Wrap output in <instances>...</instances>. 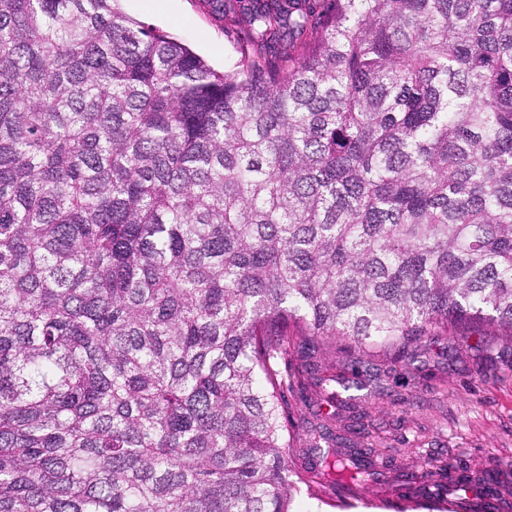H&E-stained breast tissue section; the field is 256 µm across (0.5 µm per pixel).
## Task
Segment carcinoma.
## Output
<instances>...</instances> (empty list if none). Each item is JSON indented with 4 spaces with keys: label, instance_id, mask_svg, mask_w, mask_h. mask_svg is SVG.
<instances>
[{
    "label": "carcinoma",
    "instance_id": "obj_1",
    "mask_svg": "<svg viewBox=\"0 0 512 512\" xmlns=\"http://www.w3.org/2000/svg\"><path fill=\"white\" fill-rule=\"evenodd\" d=\"M202 2L0 0V512H293L377 475L321 346L512 340V0ZM119 5L128 16L189 45L214 68L231 67L235 52L224 35V24L215 21L200 0H121ZM326 393L327 392H323L321 388L315 387L314 381L309 379L307 389L304 393L307 398L306 401L301 400L296 395L295 397H291L288 394V408L298 426L299 439L295 447V456L293 459V462L298 467H304L307 464V459L303 454V449H305L306 446V430L318 423L315 412L318 411L319 405H321V412L332 413L336 410V405L333 406L334 404L327 403Z\"/></svg>",
    "mask_w": 512,
    "mask_h": 512
}]
</instances>
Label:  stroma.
I'll return each mask as SVG.
<instances>
[{
	"label": "stroma",
	"instance_id": "obj_1",
	"mask_svg": "<svg viewBox=\"0 0 512 512\" xmlns=\"http://www.w3.org/2000/svg\"><path fill=\"white\" fill-rule=\"evenodd\" d=\"M130 17L171 34L204 56L218 70L229 69L235 52L224 26L200 0H120ZM459 325L426 338L416 356H368L370 366L390 368L384 390L342 418L358 415L374 455L387 461L382 481L357 489L351 506H342L332 490L321 498L300 495L295 512H512V341L496 325L469 337ZM471 477L492 470L497 510L481 497L458 493L425 507L410 498L405 474L433 488L439 466Z\"/></svg>",
	"mask_w": 512,
	"mask_h": 512
}]
</instances>
